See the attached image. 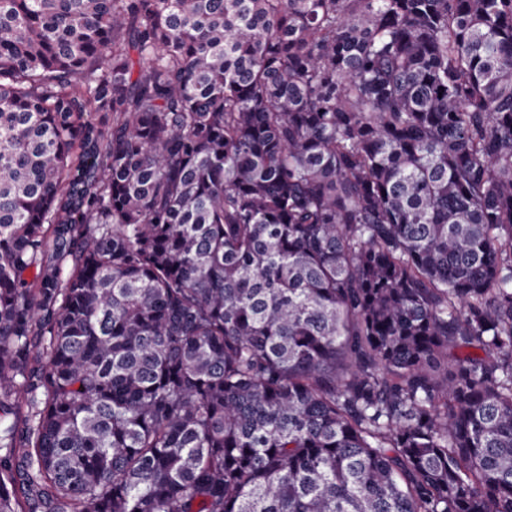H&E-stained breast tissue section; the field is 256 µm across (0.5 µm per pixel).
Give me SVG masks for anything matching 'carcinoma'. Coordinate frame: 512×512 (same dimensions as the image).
<instances>
[{
    "label": "carcinoma",
    "instance_id": "obj_1",
    "mask_svg": "<svg viewBox=\"0 0 512 512\" xmlns=\"http://www.w3.org/2000/svg\"><path fill=\"white\" fill-rule=\"evenodd\" d=\"M0 512H512V0H0Z\"/></svg>",
    "mask_w": 512,
    "mask_h": 512
}]
</instances>
